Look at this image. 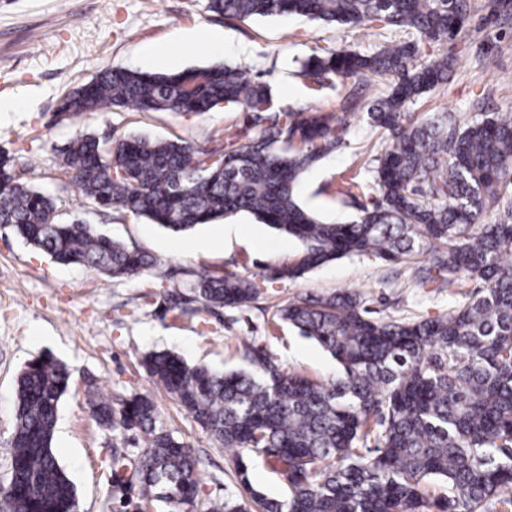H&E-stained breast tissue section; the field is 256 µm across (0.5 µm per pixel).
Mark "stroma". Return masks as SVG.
I'll use <instances>...</instances> for the list:
<instances>
[{
    "instance_id": "stroma-1",
    "label": "stroma",
    "mask_w": 512,
    "mask_h": 512,
    "mask_svg": "<svg viewBox=\"0 0 512 512\" xmlns=\"http://www.w3.org/2000/svg\"><path fill=\"white\" fill-rule=\"evenodd\" d=\"M468 2V23L447 45L455 59L453 75L414 105L416 113L470 118L512 112V14L500 13L495 0ZM210 35L216 43H207ZM377 43L370 32L298 16L239 21L211 12L209 0H0V150L15 156L23 166L22 181L54 199L60 212L152 255L164 271L160 279L149 272L113 278L57 263L0 228V484L10 474L16 379L39 355H53L72 371L73 383L59 404L53 451L77 487L80 512H120L110 482L116 448L111 431L90 414V383L115 399L153 397L167 429L195 449L197 508L205 512L210 501L243 496L233 454L147 375L145 353L169 350L189 364L231 372L249 369L244 347L251 344L287 372L325 381L338 370L335 359L274 315L295 296L356 291L383 319L448 313L456 295L432 284L416 287L397 276L393 265L369 255L338 258L296 280H265L267 269L298 261L301 245L254 216H231L233 232L219 221L176 234L143 218L105 214L85 204L59 176L62 150L80 132L106 143L129 135L191 139L220 152L228 133L247 121L236 110L197 114L112 106L60 117L64 95L104 68L176 73L227 64L268 84L282 108L336 113V91L303 78V62L324 48ZM376 140L366 112L349 115L338 151L303 175L300 202L328 222L357 216L371 197L352 186L370 183L366 164ZM227 271L257 280L259 297L240 309L184 315L175 310L193 274Z\"/></svg>"
}]
</instances>
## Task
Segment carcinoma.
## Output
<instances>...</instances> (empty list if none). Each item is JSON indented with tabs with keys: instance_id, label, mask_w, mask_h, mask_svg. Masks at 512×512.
Returning a JSON list of instances; mask_svg holds the SVG:
<instances>
[{
	"instance_id": "1",
	"label": "carcinoma",
	"mask_w": 512,
	"mask_h": 512,
	"mask_svg": "<svg viewBox=\"0 0 512 512\" xmlns=\"http://www.w3.org/2000/svg\"><path fill=\"white\" fill-rule=\"evenodd\" d=\"M212 12L246 21L300 15L340 27L375 30V49H324L301 74L320 87L372 77L380 91L366 112L383 150L369 168L381 197L348 224L325 223L304 208L297 185L335 152L347 127L329 112L284 110L271 89L229 65L179 73L116 66L67 94L64 112L107 104L142 112L205 113L220 107L249 123L227 137L219 159L188 139L126 137L103 147L78 134L62 151L60 174L85 202L183 232L239 212L303 246L300 259L271 271L294 280L345 255H374L408 265L414 285L483 288L441 317L375 319L361 295L303 294L277 308L278 320L313 339L337 362L336 377L316 382L289 373L268 353L245 347L258 372H216L172 352L144 355L143 367L222 447L250 493V512H512V112L417 118L407 108L448 83L454 59L439 48L468 20L466 0H210ZM355 88L340 108L355 113ZM257 129L254 137L250 130ZM497 213L479 224L485 213ZM6 226L62 264L133 278L159 264L64 219L52 198L16 182L0 192ZM205 308H243L258 285L231 272L202 274L189 285ZM71 373L52 356L33 359L17 377L10 437L9 512H75L79 496L52 450L58 406ZM91 414L112 430V447L140 437L132 458L115 455L112 488L120 507L132 492L170 512L194 506L198 471L191 445L169 432L148 394L112 408L89 399ZM283 476L279 498L256 491L254 459ZM446 483L429 501L423 484Z\"/></svg>"
}]
</instances>
